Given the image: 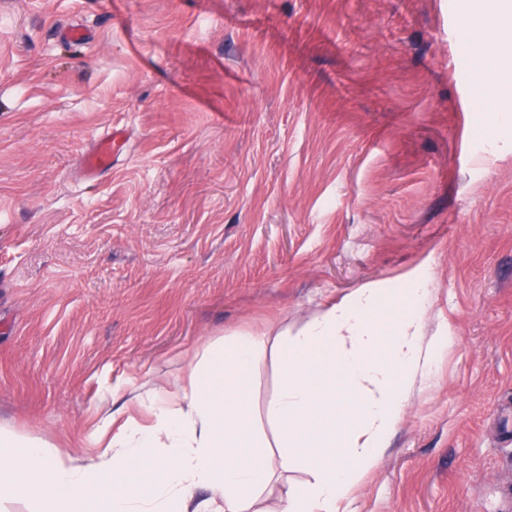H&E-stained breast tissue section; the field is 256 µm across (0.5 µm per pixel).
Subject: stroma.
Segmentation results:
<instances>
[{
  "mask_svg": "<svg viewBox=\"0 0 512 512\" xmlns=\"http://www.w3.org/2000/svg\"><path fill=\"white\" fill-rule=\"evenodd\" d=\"M480 3L0 0V422L91 452L114 388L426 261L454 342L344 509L507 512L512 119L469 89ZM123 138L124 134L117 129L100 138L94 151L83 160L85 169L91 174H97L111 167L115 159L116 144H120Z\"/></svg>",
  "mask_w": 512,
  "mask_h": 512,
  "instance_id": "35a3bbf8",
  "label": "stroma"
}]
</instances>
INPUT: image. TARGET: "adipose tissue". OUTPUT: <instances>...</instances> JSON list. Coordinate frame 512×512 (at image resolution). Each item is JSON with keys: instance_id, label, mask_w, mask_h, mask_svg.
<instances>
[{"instance_id": "1", "label": "adipose tissue", "mask_w": 512, "mask_h": 512, "mask_svg": "<svg viewBox=\"0 0 512 512\" xmlns=\"http://www.w3.org/2000/svg\"><path fill=\"white\" fill-rule=\"evenodd\" d=\"M460 49L479 70L480 111L503 114L512 83V0H483ZM427 267L396 285L370 283L290 329L240 330L216 340L177 388L130 384L94 453L75 456L0 424V500L34 512H260L280 475L304 470L280 512H340L379 466L411 397L436 374L454 338L424 336ZM278 387L261 413L252 396L264 360Z\"/></svg>"}]
</instances>
